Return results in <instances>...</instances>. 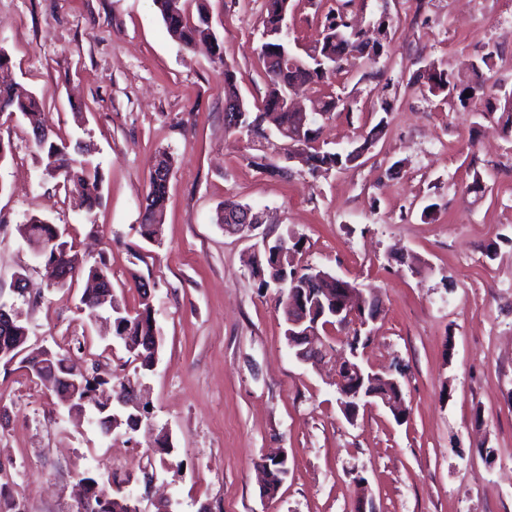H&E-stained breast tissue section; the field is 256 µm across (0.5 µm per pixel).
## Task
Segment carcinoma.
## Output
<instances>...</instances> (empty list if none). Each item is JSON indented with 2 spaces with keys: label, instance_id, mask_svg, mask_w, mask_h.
Segmentation results:
<instances>
[{
  "label": "carcinoma",
  "instance_id": "obj_1",
  "mask_svg": "<svg viewBox=\"0 0 512 512\" xmlns=\"http://www.w3.org/2000/svg\"><path fill=\"white\" fill-rule=\"evenodd\" d=\"M169 35L183 48L192 49L199 43L208 45L210 52L221 56V42L212 33L208 0H195L196 13L187 8V0L175 3V0H153ZM354 0H336V7L329 10L322 31L315 44L306 51V56L289 54L283 58L274 48L277 33L288 31L285 16L288 14L289 0H266L265 14L262 19L263 34L267 40L263 42L260 56L264 63L268 94L262 102L260 112L252 116L246 115L239 122V127L257 128L265 119H271L276 128L289 131L296 122V113L283 104V98L293 88L311 82H320L344 71V62L351 58L369 59L379 55L383 48L381 39L387 38L389 28L386 21L378 24L377 39L364 37L359 31L352 29L348 19V8ZM495 50H487L473 64L471 78L463 80L448 74L435 63L424 66L422 78L428 91L433 95L446 94L456 98L464 107L474 101L486 102L485 116L491 117L500 111L507 115L506 123L512 125V101L501 100L495 96L494 85L491 84ZM469 96H464V93ZM239 100L237 77L234 70L224 67V102ZM0 112L20 114L29 120L32 126L33 148L39 154L44 170L51 176L63 178L79 187V207L92 211L101 201L102 177L99 165L89 156L87 146L77 141L73 144H58L51 137H45L48 127L42 120V104L33 94H25L12 81L0 79ZM315 134H305V140L294 143L292 147H301L300 155L303 162L311 169L321 167L346 169L354 163L358 156L353 152L320 151L312 143ZM169 181L164 178L149 176V189L145 198L140 220V234L148 241L158 240L161 235L164 205L168 193ZM21 237L36 251L43 252L44 267L48 280L58 285L56 277L65 269L69 278L65 285L73 283L76 267L68 242L56 239L55 225L36 215L19 226ZM272 242L278 244L279 252H261L260 261H251V272L259 277L260 287L266 288L282 280L288 274V288L278 299L284 321L299 315L301 303H306L310 321L316 323L320 330L326 325L336 324L335 310L332 301L336 300V277L314 267L297 269L294 265V254L301 248V239L287 232L277 235ZM87 278L98 282L94 293H84L81 302L88 316L99 310L101 296L112 291V281L105 262L92 265L87 269ZM142 292L139 308L134 313L117 312L113 318L114 335L121 340L126 350L140 359V367L150 370L152 349L155 344L157 327L152 305L146 290V284L139 285ZM27 348V341L21 333L8 326L0 328V353L10 351L17 354ZM40 352L32 351L22 357L21 363L28 372L39 379L45 386L52 388L62 397L69 392L68 380L78 382V389L69 408L81 413L85 404L93 399L96 387L107 383V380L87 375L74 370L69 365L66 355L57 352L47 367L40 366ZM374 389L388 398L399 401L402 388L392 382L390 377L382 376L375 380ZM113 397L131 399L135 397V383L129 379H119L112 384ZM264 468L270 477L269 483L262 488V494L273 496L277 493L286 474L285 462L273 458L266 459Z\"/></svg>",
  "mask_w": 512,
  "mask_h": 512
}]
</instances>
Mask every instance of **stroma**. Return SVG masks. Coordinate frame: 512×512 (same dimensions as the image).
<instances>
[{"label": "stroma", "mask_w": 512, "mask_h": 512, "mask_svg": "<svg viewBox=\"0 0 512 512\" xmlns=\"http://www.w3.org/2000/svg\"><path fill=\"white\" fill-rule=\"evenodd\" d=\"M290 2L299 53L334 0ZM209 4L219 59L174 41L153 0H0L14 81L43 98L61 139L91 143L103 178L101 204L80 209L73 185L44 176L28 122L0 114V303L22 312L33 347L72 349V364L104 378H138L150 407L137 429L106 437L95 408L68 415L20 362L0 361L8 491L26 512H72L85 477L106 490L121 479L141 512H156L158 493L174 512H356L364 493L376 512H512V131L417 79L430 61L469 75L493 46L496 94L512 93V0H355L363 28L389 20L387 47L297 96L351 105L311 114L323 149L385 128L350 168L315 173L271 123L226 129L225 68L248 107L267 94L265 0ZM164 151L175 164L162 234L149 242L140 212ZM228 198L260 212L263 230L301 238L295 265L378 296L364 359L376 372L404 369V422L380 405L348 421L330 365L296 358L278 288L260 287L250 241L216 222ZM33 215L66 228L80 266L105 260L127 309L139 305L136 281L148 283L162 336L152 371L87 320L83 276L50 286L18 233ZM280 451L288 474L261 496L256 463Z\"/></svg>", "instance_id": "35a3bbf8"}]
</instances>
